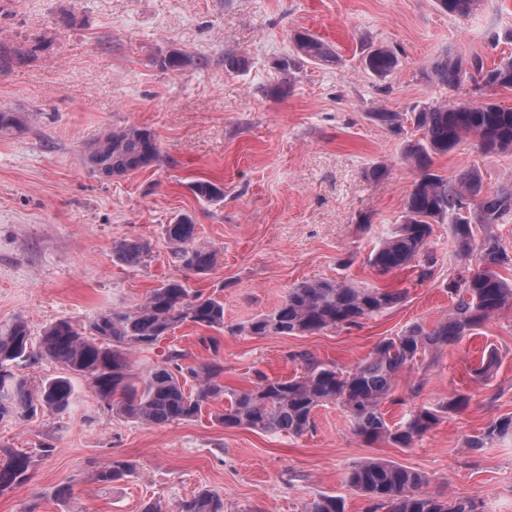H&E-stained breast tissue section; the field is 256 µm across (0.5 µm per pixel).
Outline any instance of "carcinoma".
<instances>
[{
	"label": "carcinoma",
	"mask_w": 512,
	"mask_h": 512,
	"mask_svg": "<svg viewBox=\"0 0 512 512\" xmlns=\"http://www.w3.org/2000/svg\"><path fill=\"white\" fill-rule=\"evenodd\" d=\"M482 0H436L438 8L451 16L466 18ZM296 57L310 62H332L333 50L309 31L292 37ZM36 49L0 45V74L11 63ZM191 59L172 52L158 60L164 70L180 71ZM399 59L387 44H372L361 60L365 73L386 79ZM426 76L444 89H455L469 78L476 88L487 92L512 88V57L487 66L483 58L443 55L425 70ZM388 132L399 135L405 124L412 125L420 138L405 146V159L417 170L407 192L402 223L369 257L379 276L401 269H414L420 281L434 275L435 257L427 244L433 225L450 226L456 255L461 264L448 278L446 288L453 302L448 316L426 327L416 324L395 337L380 340L370 354L346 370L332 362L307 359L305 372L293 378L260 376L250 388L230 393L224 412L216 419L226 428H245L258 433L285 432L301 435L314 425L315 411L327 404L338 405L350 417L353 434L365 442L384 439L398 448H408L439 421V412L467 408L471 396L458 394L441 409L420 407L397 426L387 424L381 404L394 397L397 373L417 362V357L445 345H453L473 334L479 326L504 309L512 307V281L496 268L512 267V255L502 246L493 228L512 219V186L493 195L483 189L481 174L471 169L458 179L433 170V157L456 151L466 140L481 153L512 152V107L486 98L482 101L448 99L422 106L416 112L401 113L379 109L368 113ZM26 112L0 109V137L19 136L29 126ZM159 143L144 126L129 125L104 131L85 146L80 163L103 177L125 176L159 160ZM194 193L205 201L224 200L223 188L206 180L193 183ZM483 235L476 234V227ZM165 234L179 264L198 275L207 273L215 254L195 244V224L181 217L167 225ZM126 265H142L147 245L122 239L114 246ZM406 296L402 289L357 286L345 280L303 282L288 289L278 308L263 314L242 330L258 336H296L326 329H348L362 324L399 304ZM216 331L224 330V303L191 292L178 279H168L150 291L134 310H106L88 324L79 326L60 320L44 331L38 347H33L26 322L15 319L0 327V420H29L39 414L66 412L75 387L73 378L88 381L102 406L117 415L149 426L196 418L208 400L224 396L217 381L221 367L196 369L179 363L158 367L136 380L129 373V354L136 347L150 346L183 324ZM48 358L65 375L48 378L39 385L15 373L21 364ZM197 382L196 392H188V379ZM512 440V416L492 420L484 431L468 440L469 448H484ZM31 457L11 452L0 467V492L29 478ZM129 466L114 460L93 470L96 482L110 485L122 480ZM346 482L367 501L365 512H477L475 503L420 492L428 482L425 474L394 462L370 459L351 467ZM173 512H224V499L203 490L180 500ZM302 512H344L342 500L320 495L306 503Z\"/></svg>",
	"instance_id": "carcinoma-1"
}]
</instances>
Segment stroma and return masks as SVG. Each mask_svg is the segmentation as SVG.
Wrapping results in <instances>:
<instances>
[{"label": "stroma", "mask_w": 512, "mask_h": 512, "mask_svg": "<svg viewBox=\"0 0 512 512\" xmlns=\"http://www.w3.org/2000/svg\"><path fill=\"white\" fill-rule=\"evenodd\" d=\"M492 29L502 33L499 43L489 41ZM297 30L318 35L335 62L281 70ZM510 31L512 0H484L467 18L434 0H0V43L37 47L0 74V108L36 115L25 134L0 139V324L23 318L36 341L57 321L81 325L105 310L134 309L151 289L178 279L223 302L227 332L180 326L133 352L131 371L145 375L174 356L185 366L216 363L228 393L261 373L301 375L308 355L350 367L381 339L433 325L452 306L451 230L433 227L429 280L410 270L380 276L369 266L370 251L400 222L416 171L403 157L404 138L368 114L476 98L471 82L451 92L430 83L425 69L446 54L499 62L512 55ZM371 43L398 50L386 79L362 69ZM172 50L192 65L160 69L157 59ZM229 55L245 67L226 69ZM131 123L154 132L157 163L108 179L79 165L78 152L104 130ZM473 167L488 192L512 184V153L466 144L434 159L450 178ZM199 179L223 186V201L198 199L191 185ZM184 215L197 243L216 255L206 274L183 269L171 252L165 228ZM124 238L148 246L143 265L116 257L113 245ZM323 279L402 289L406 297L350 329L242 332L292 286ZM493 350L499 362L481 380L473 370ZM393 388L398 404L382 406L391 424L459 392L472 400L397 448L354 436L333 405L319 408L299 436L224 427L220 399L193 420L142 425L100 406L81 380L78 402L65 413L0 420V464L11 451L33 459L29 479L0 493V512H143L152 501L173 505L204 489L220 493L224 512H301L320 494L341 498L344 512H364L346 474L367 459L424 473L425 492L512 512V444L466 445L492 419L512 416V308L421 356ZM115 459L128 462V476L91 481L94 466Z\"/></svg>", "instance_id": "35a3bbf8"}]
</instances>
